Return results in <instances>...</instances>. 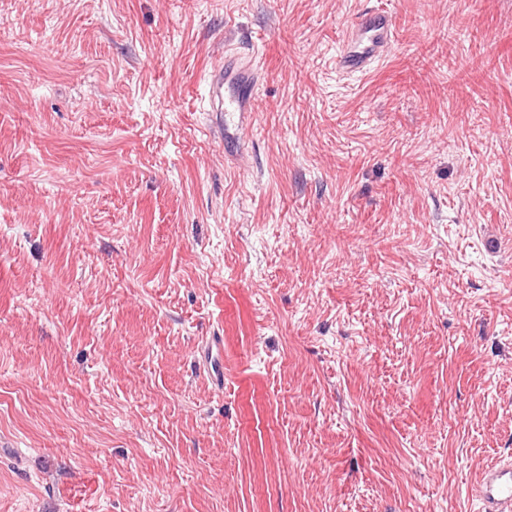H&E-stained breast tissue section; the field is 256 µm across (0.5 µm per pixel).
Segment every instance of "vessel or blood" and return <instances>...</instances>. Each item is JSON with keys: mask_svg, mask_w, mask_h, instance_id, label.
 <instances>
[{"mask_svg": "<svg viewBox=\"0 0 512 512\" xmlns=\"http://www.w3.org/2000/svg\"><path fill=\"white\" fill-rule=\"evenodd\" d=\"M395 20L387 10L370 7L350 26L338 51L339 69L348 75H364L387 54L395 41ZM262 72L246 53L225 52L205 77L210 122L225 148L238 145L236 129L246 113L255 111ZM481 512H512V460L489 465L475 487Z\"/></svg>", "mask_w": 512, "mask_h": 512, "instance_id": "1", "label": "vessel or blood"}]
</instances>
